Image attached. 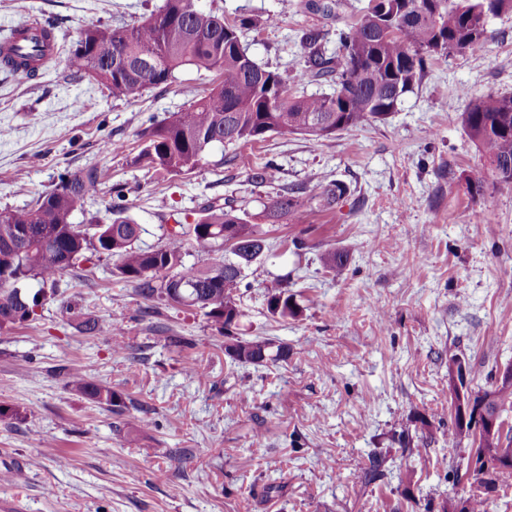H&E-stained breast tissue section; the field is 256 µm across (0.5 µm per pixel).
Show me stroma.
<instances>
[{
	"instance_id": "1",
	"label": "stroma",
	"mask_w": 512,
	"mask_h": 512,
	"mask_svg": "<svg viewBox=\"0 0 512 512\" xmlns=\"http://www.w3.org/2000/svg\"><path fill=\"white\" fill-rule=\"evenodd\" d=\"M162 3L0 0V39L32 17L55 19L57 36L68 38L88 22H138ZM366 4L340 0L329 16L305 0H196L230 21L255 19L245 36L250 54L291 73L303 65L301 31H336ZM271 15L277 25H266ZM490 30L480 47L434 60L387 120L330 139L274 134L217 146L207 165L154 183L131 163L140 131L210 88L211 74L185 69L132 99L70 77L61 59L33 81L0 71V209L24 208L59 174L95 166L105 178L74 223H109L118 184L147 247L176 223L194 222L206 203H232L270 244L240 297V333L288 346L277 365L231 366L223 336L200 312L143 314L132 286L113 278V258L93 257L64 276L35 320L0 330V405L13 411L0 420V472L19 474L0 484V512H396L409 501L437 512L467 495V482L441 464L452 410L448 359L472 366L474 390L512 364V187L468 192L487 170L458 119L472 98L512 94V15ZM108 138L126 153H105ZM263 156L278 169L251 183ZM336 181L348 192L333 211L309 208L297 222L266 212L288 188ZM328 250L347 255L340 274L324 268ZM279 275L298 318L267 309L266 285ZM87 319L96 332H85ZM116 324L136 356L113 351ZM189 362L205 377L186 374ZM75 369L133 408L119 414L72 391ZM416 414L432 437L411 456L392 437ZM170 448L191 454L180 463L167 457ZM374 451L387 456L386 474L360 487ZM270 482L283 490L263 496Z\"/></svg>"
}]
</instances>
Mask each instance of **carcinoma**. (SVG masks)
<instances>
[{
  "mask_svg": "<svg viewBox=\"0 0 512 512\" xmlns=\"http://www.w3.org/2000/svg\"><path fill=\"white\" fill-rule=\"evenodd\" d=\"M512 14V0H368L354 22L336 31V56L326 54L327 34L305 31L299 44L304 69L293 81L259 64L243 45L250 20L233 23L224 16L199 9L195 0H164L149 17L126 26L93 22L76 30L66 65L80 78L103 86L113 97H136L146 89L172 83L184 68L204 70L220 81L197 94L184 108L140 133V150L132 164L156 174H188L207 162L210 150L262 141L270 133L300 134L316 140L357 128L369 121H384L397 111L403 97L421 82L427 61L455 57L465 48L488 38L490 18ZM16 31L0 42V67L28 79L37 76L28 60L43 68L60 54L58 41L34 40L27 46L12 44ZM307 79L333 83L328 94H291L288 84ZM459 120L468 137L488 163L492 180L512 186V94L490 93L472 98ZM102 174L94 166L59 177L58 186L22 209L0 210V329L34 319L46 292L56 294L60 278L88 261L87 253L116 259L112 275L133 287L145 302L171 308H192L203 314L224 336V354L234 365L267 367L288 360V345L271 338L238 336L242 311L240 288L247 270L269 244L260 225L231 203H210L193 224H178L154 247L137 244L140 225L124 216L122 191H116L112 219L107 224L81 226L72 216L84 200L97 192ZM347 187L334 182L309 190L319 208L336 207ZM305 200L290 192L269 206L274 217H302ZM192 239L206 255L192 264L184 261L185 242ZM35 280L41 289L29 294ZM288 277L266 286L268 311L282 320L296 318L299 305L288 293ZM472 367L448 358V388L467 394ZM67 384L99 404L116 407L120 395L82 372L69 374ZM484 410L498 419L512 409V384L490 377L488 387L475 392ZM448 435L453 444L448 462L459 471L460 445L471 441L477 466L466 468L475 490L464 503L445 501L441 512H487L486 494L499 478L512 471L478 466L491 449L512 455V436L498 426L485 432L483 422L461 423L453 409ZM385 475V458L368 457L359 479L367 487Z\"/></svg>",
  "mask_w": 512,
  "mask_h": 512,
  "instance_id": "1",
  "label": "carcinoma"
}]
</instances>
